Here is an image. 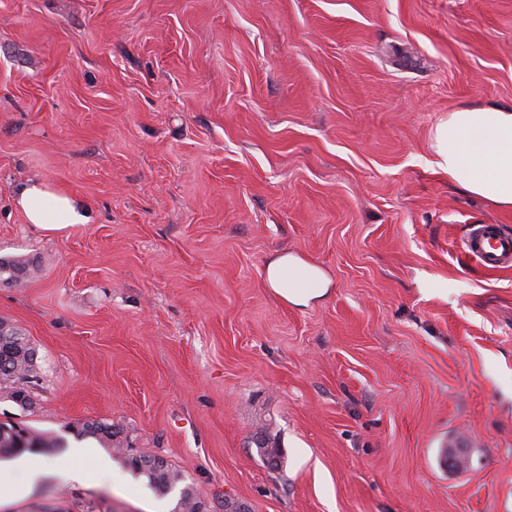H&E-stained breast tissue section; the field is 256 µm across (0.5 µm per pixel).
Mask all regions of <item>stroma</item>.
I'll return each mask as SVG.
<instances>
[{"mask_svg":"<svg viewBox=\"0 0 512 512\" xmlns=\"http://www.w3.org/2000/svg\"><path fill=\"white\" fill-rule=\"evenodd\" d=\"M511 102L512 0H0V259L27 263L0 318L38 363L0 420L83 473L0 512L175 504L92 419L211 512H512V268L460 249L512 208L435 151L449 111ZM31 177L89 223H27ZM282 250L324 299L267 287ZM265 280L280 300L298 307L324 298L330 284L318 267L287 252H276L270 256ZM119 431H116L112 422L101 420H87L77 430L79 437L92 438L103 448H111L118 454L126 456L127 463L133 472L147 479L148 484L160 492L167 493L180 484L179 495L172 512H198V503L204 499L197 493L194 486L186 483L185 474L172 467L164 458L156 455L126 454L131 450L126 441L119 439ZM159 460L158 466H147L150 461Z\"/></svg>","mask_w":512,"mask_h":512,"instance_id":"stroma-1","label":"stroma"}]
</instances>
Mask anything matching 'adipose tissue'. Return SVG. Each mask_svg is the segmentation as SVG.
Returning <instances> with one entry per match:
<instances>
[{
    "label": "adipose tissue",
    "mask_w": 512,
    "mask_h": 512,
    "mask_svg": "<svg viewBox=\"0 0 512 512\" xmlns=\"http://www.w3.org/2000/svg\"><path fill=\"white\" fill-rule=\"evenodd\" d=\"M436 152L449 180L459 189L512 208V103L452 110L437 129ZM15 199L27 223L48 232L89 221L86 209L70 194L37 178L26 181ZM265 280L280 300L298 307L324 298L330 284L318 267L285 252L270 256ZM9 466L22 471L24 482L19 486L0 484V500L29 493L40 478L65 472L57 459H18Z\"/></svg>",
    "instance_id": "ef3b65f1"
}]
</instances>
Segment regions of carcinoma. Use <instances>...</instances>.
Segmentation results:
<instances>
[{
  "instance_id": "obj_1",
  "label": "carcinoma",
  "mask_w": 512,
  "mask_h": 512,
  "mask_svg": "<svg viewBox=\"0 0 512 512\" xmlns=\"http://www.w3.org/2000/svg\"><path fill=\"white\" fill-rule=\"evenodd\" d=\"M36 349L29 338L15 325L0 329V391L3 395L25 409L26 399L22 398L25 389L21 384L30 383L36 374ZM77 435L92 438L104 448H111L126 456L133 472L147 479L148 484L160 492L167 493L175 488L179 495L172 512H197L202 496L194 486L186 482L185 474L172 467L167 460L156 455L129 454L127 443L119 439V432L112 423L101 420H87L77 430ZM60 447L54 438L45 437L31 428H25V435L0 431V452L17 453L36 448L43 454Z\"/></svg>"
}]
</instances>
